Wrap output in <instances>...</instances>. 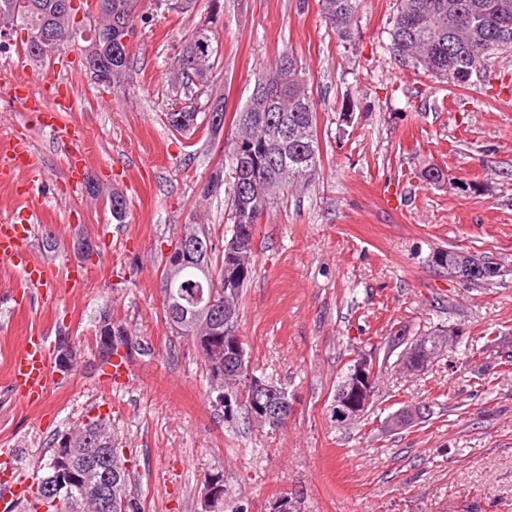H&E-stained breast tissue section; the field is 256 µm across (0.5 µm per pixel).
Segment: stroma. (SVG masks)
Wrapping results in <instances>:
<instances>
[{"mask_svg":"<svg viewBox=\"0 0 512 512\" xmlns=\"http://www.w3.org/2000/svg\"><path fill=\"white\" fill-rule=\"evenodd\" d=\"M214 29L220 59L213 95L224 99V127L169 129V63L210 11L156 17L130 49L121 85L93 81L80 47L46 63L24 54L19 36L0 39V66L17 77L43 72L71 87L65 124L80 128L87 173L129 200L126 223H113L103 200L70 196L68 160L49 130L0 87V146L25 135L43 178L0 184V220L38 219L24 254L49 258L60 274L52 304L13 309L21 267H0V454L35 476L55 433L100 416L132 451L146 512H198L205 476L223 471L224 512H270L282 498L301 512H512V54L467 89H451L402 66L388 50L397 0H362L352 42L324 22L321 0H221ZM292 51L316 103L322 164L308 188L273 205L256 226L255 272L236 330L251 368L287 386L296 405L286 428L263 432L243 416L226 421L211 406L201 360L167 329L160 278L166 242L181 225L227 229V195L200 199L215 169L230 170L235 124L259 74ZM352 110L341 115L343 102ZM439 167L444 178L422 177ZM398 187L396 207L383 205ZM58 243L41 247L44 231ZM88 235L92 257L72 243ZM488 256L503 280L477 288L432 267L434 249ZM86 287H73L70 267ZM110 306L138 344L127 384L106 382L93 345L95 320ZM430 324L463 328L460 344L416 374L388 354L367 419L346 428L329 417L347 361L369 336L411 340ZM494 332L487 344L485 332ZM78 345L83 365L54 373L39 404L9 384V359L25 337L59 333ZM482 364L496 381L477 382ZM408 404L421 420L394 432L384 419Z\"/></svg>","mask_w":512,"mask_h":512,"instance_id":"stroma-1","label":"stroma"}]
</instances>
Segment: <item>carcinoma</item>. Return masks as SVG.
I'll return each mask as SVG.
<instances>
[{
  "mask_svg": "<svg viewBox=\"0 0 512 512\" xmlns=\"http://www.w3.org/2000/svg\"><path fill=\"white\" fill-rule=\"evenodd\" d=\"M27 9L18 17V25L25 29L40 25L46 16L54 15L59 0H25ZM197 0H153L155 12L144 15L141 20L151 22L158 14L169 12L188 13L194 11ZM112 19V60L104 65L102 75L115 85L123 82L129 64L125 46L119 44L120 37L135 29L137 14L135 0H105ZM323 15L327 25L338 39L349 41L357 27L360 0H322ZM220 0H211L210 16L193 28L203 32L206 39L213 40L212 25L220 13ZM390 49L400 62L420 69L424 74L453 87H466L472 78L485 71L486 62L495 55L512 52V0H400V8L390 20ZM195 54V44L184 40L179 54L170 63L174 80L170 108H175L179 99L193 95L190 75L185 71V62ZM193 122V130L205 127L210 138H216L222 126L208 119L205 109L186 113ZM237 145L256 158L244 170L243 178L252 187L247 193H239L235 186L228 190V205L231 222L255 228L260 216L267 208L285 196V192L297 186L309 184L321 165V146L318 137V116L315 103L307 91V78L299 69L293 52L284 51L278 56L274 67L263 73L243 114L238 116ZM93 199L102 196L108 199L107 206L117 203L124 212L110 211L112 220L125 223L129 204L125 195L112 189L104 191L96 182L85 187ZM210 242V278L217 289L224 288V273L230 262L224 248L213 243L210 227H205ZM255 250L250 245L243 252L235 268L240 275L235 277L234 296L236 304L241 299L247 283L253 276ZM434 266L458 276L468 277L472 285L489 284L503 276L502 267L486 256L448 250H436L431 255ZM181 332L191 346L196 339L214 337L212 346L224 353V313L212 316L206 312L188 314L182 319ZM439 326H429L419 331L423 343L417 347L416 356L424 360L439 357V348L434 336ZM73 438L72 455L74 470L81 482L98 477V466L89 454L91 448L111 449L110 470L126 467L131 458L124 453L122 442L107 420L91 418L74 430H67ZM74 497L61 503L53 498L34 492L33 499L24 504V512H60L64 507L78 512H93L89 502L81 499L79 485L72 488Z\"/></svg>",
  "mask_w": 512,
  "mask_h": 512,
  "instance_id": "cac0c4a2",
  "label": "carcinoma"
}]
</instances>
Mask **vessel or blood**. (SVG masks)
I'll return each instance as SVG.
<instances>
[{
  "label": "vessel or blood",
  "instance_id": "vessel-or-blood-1",
  "mask_svg": "<svg viewBox=\"0 0 512 512\" xmlns=\"http://www.w3.org/2000/svg\"><path fill=\"white\" fill-rule=\"evenodd\" d=\"M41 93L37 100L36 115L40 125L48 128L55 140L66 152L81 157L78 129L61 125L60 115L72 107L69 95L59 91L55 81L48 76L39 80ZM40 172L38 155L30 148L25 137L18 136L10 141L5 152L0 153V178L12 180L21 175L30 177ZM34 230L30 224L0 223V264L13 263L23 253ZM57 274L53 265L33 263L23 275L20 289L22 299H47L48 290ZM10 380L13 390L30 404L43 401L52 388L50 363L46 340L39 335L27 337L10 359ZM0 483L7 485L12 496L30 495L31 486L16 474L10 465L0 466Z\"/></svg>",
  "mask_w": 512,
  "mask_h": 512
}]
</instances>
